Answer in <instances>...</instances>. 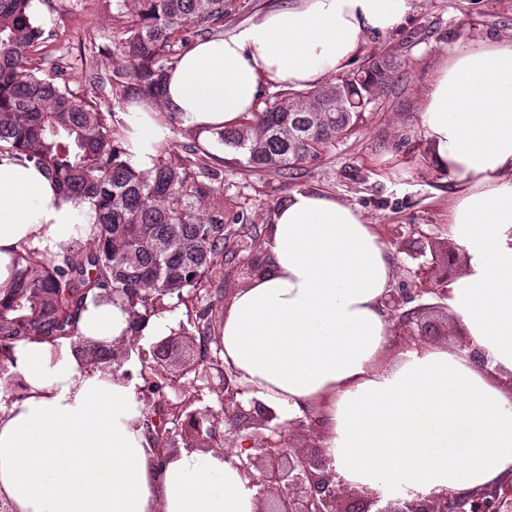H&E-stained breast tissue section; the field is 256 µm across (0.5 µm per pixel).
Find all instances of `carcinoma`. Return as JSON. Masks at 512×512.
Masks as SVG:
<instances>
[{"instance_id":"obj_1","label":"carcinoma","mask_w":512,"mask_h":512,"mask_svg":"<svg viewBox=\"0 0 512 512\" xmlns=\"http://www.w3.org/2000/svg\"><path fill=\"white\" fill-rule=\"evenodd\" d=\"M225 0H120L125 38L118 44L127 67L119 88L126 101L152 99L162 93L165 72L194 38L224 27ZM32 0H0V152L17 153L41 167L56 181L60 193L77 202L90 200L98 212L90 225V243L76 240L52 253L23 248L14 287L0 298V370L13 364L23 341L49 344L75 340L84 362L112 367V345L78 335L77 318L88 294L94 300L120 298L134 324L165 306V299L193 296L224 279V258L242 260L246 248L224 234V214L197 212L195 202L215 191L168 163L159 150L149 172H139L125 159L115 114L104 112L92 98L70 88L58 63L55 75H37L30 51L41 43L42 31L31 11ZM395 66L372 61L326 84L341 86L344 110L320 89L280 93L262 108L243 114L234 128L214 132L216 141L246 157L252 171L297 178L304 165L335 147L357 130L368 101L367 88L386 93ZM185 150L201 174L218 173L209 154L197 147L198 137L180 128ZM212 321L202 309L178 330L204 343L205 365L224 362L221 337L211 335ZM140 401L160 416L154 425L155 444L166 447L168 406L165 384L144 381Z\"/></svg>"}]
</instances>
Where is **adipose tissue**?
<instances>
[{
	"instance_id": "1",
	"label": "adipose tissue",
	"mask_w": 512,
	"mask_h": 512,
	"mask_svg": "<svg viewBox=\"0 0 512 512\" xmlns=\"http://www.w3.org/2000/svg\"><path fill=\"white\" fill-rule=\"evenodd\" d=\"M413 0H291L198 42L169 72L161 101L120 114L132 166L153 169L176 118L215 160L214 131L238 125L269 86L313 88L346 71L370 32L398 28ZM435 165L455 185L448 237L465 256L449 285L487 360L480 369L446 346L380 365L390 336L382 301L396 275L388 245L363 213L301 188L268 228L267 269L225 311L224 363L281 420L323 412L326 456L346 483L383 498L473 489L512 474V39L464 43L421 103ZM97 213L60 195L32 162L0 154V295L22 246L58 250ZM82 336L130 334L123 303L86 300ZM22 397L0 401V499L17 512H255L257 488L223 452L151 461L134 384L88 369L69 340L15 349Z\"/></svg>"
}]
</instances>
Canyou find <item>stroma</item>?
Here are the masks:
<instances>
[{"mask_svg":"<svg viewBox=\"0 0 512 512\" xmlns=\"http://www.w3.org/2000/svg\"><path fill=\"white\" fill-rule=\"evenodd\" d=\"M117 0H32L44 33L41 49L68 67L71 88L93 97L103 111H120L113 86L125 77L117 52L122 25ZM512 36V0H415L395 31L365 37L355 67L390 57L396 78L381 104L366 113L360 128L291 181L246 170L242 154L225 151L214 168L219 191L201 198L204 213L223 211L234 237L248 242L249 255L267 263L264 240L279 203L298 188L327 191L360 208L382 237L412 229L444 242L454 185L432 163V146L420 124V103L437 65L462 41ZM107 60L97 69V60Z\"/></svg>","mask_w":512,"mask_h":512,"instance_id":"obj_1","label":"stroma"}]
</instances>
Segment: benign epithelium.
<instances>
[{
    "instance_id": "1",
    "label": "benign epithelium",
    "mask_w": 512,
    "mask_h": 512,
    "mask_svg": "<svg viewBox=\"0 0 512 512\" xmlns=\"http://www.w3.org/2000/svg\"><path fill=\"white\" fill-rule=\"evenodd\" d=\"M398 250L407 252L418 264L413 275L389 289L383 300L391 332L409 348L436 344L442 337L452 336L454 349H468L470 356L485 364L484 357L471 349L461 322H455L450 331L448 325L424 318L426 313L448 314V275L440 269L464 263L458 248L443 247L424 235L411 244L400 243ZM138 341L139 337L129 336L112 345L113 371L121 368ZM201 348L196 336L170 334L151 346V367L165 375L171 385L192 373V382L200 380L206 388L224 390V417L233 426L232 444L250 450L238 468L258 487L255 512H512V474L466 492L387 501L367 487L347 485L325 455V427L318 411L307 408L300 417L279 421L277 413L259 400H244L249 388L239 382L233 370H201ZM193 403L192 398L178 402L180 409L188 410L187 418L170 431L168 447L153 451L157 468H163L168 456L180 449V441L189 451L213 447L204 436V425L212 423V416L192 408Z\"/></svg>"
}]
</instances>
